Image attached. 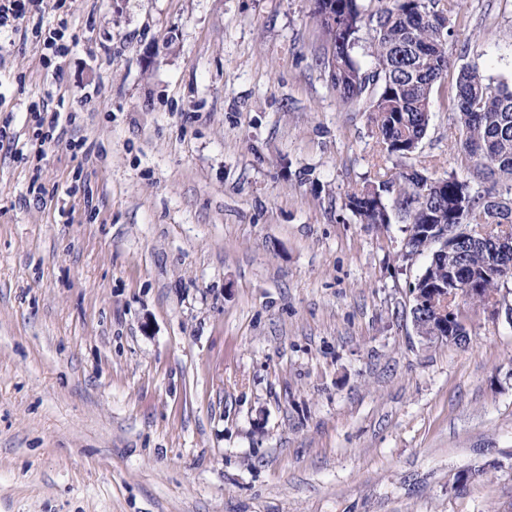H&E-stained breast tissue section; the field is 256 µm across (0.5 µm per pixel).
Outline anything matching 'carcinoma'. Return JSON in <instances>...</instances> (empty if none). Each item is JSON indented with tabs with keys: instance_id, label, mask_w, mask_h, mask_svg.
I'll list each match as a JSON object with an SVG mask.
<instances>
[{
	"instance_id": "obj_1",
	"label": "carcinoma",
	"mask_w": 512,
	"mask_h": 512,
	"mask_svg": "<svg viewBox=\"0 0 512 512\" xmlns=\"http://www.w3.org/2000/svg\"><path fill=\"white\" fill-rule=\"evenodd\" d=\"M314 14L332 49L325 65L336 69L332 87L345 105H365L388 155L403 159L410 145L420 143L430 122L429 105L437 84L451 65V31L431 21V0H388L385 8L366 14L358 0H313ZM369 35L370 65L353 56L361 33ZM459 137L456 144L484 178L512 181V86L496 82L476 64L459 68L456 78ZM398 172L396 211L414 231L422 224H512V197L473 190L450 175L422 197L417 183ZM387 190L368 187L348 195L357 216L362 196ZM461 263L479 275L495 260L480 242L461 245Z\"/></svg>"
}]
</instances>
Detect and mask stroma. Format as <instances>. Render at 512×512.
<instances>
[{
  "mask_svg": "<svg viewBox=\"0 0 512 512\" xmlns=\"http://www.w3.org/2000/svg\"><path fill=\"white\" fill-rule=\"evenodd\" d=\"M446 2L409 164L476 187L456 68L512 84V0ZM326 48L312 0H53L0 30V512H512V324L417 337L428 257L347 205L398 167Z\"/></svg>",
  "mask_w": 512,
  "mask_h": 512,
  "instance_id": "1",
  "label": "stroma"
}]
</instances>
